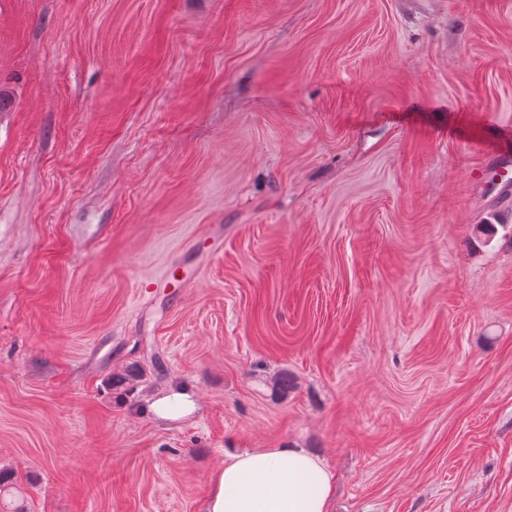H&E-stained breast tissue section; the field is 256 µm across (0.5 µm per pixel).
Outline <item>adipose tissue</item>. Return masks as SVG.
Returning <instances> with one entry per match:
<instances>
[{
	"label": "adipose tissue",
	"instance_id": "obj_1",
	"mask_svg": "<svg viewBox=\"0 0 512 512\" xmlns=\"http://www.w3.org/2000/svg\"><path fill=\"white\" fill-rule=\"evenodd\" d=\"M334 476L304 448L228 452L211 478L205 512H329Z\"/></svg>",
	"mask_w": 512,
	"mask_h": 512
}]
</instances>
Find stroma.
<instances>
[{"mask_svg": "<svg viewBox=\"0 0 512 512\" xmlns=\"http://www.w3.org/2000/svg\"><path fill=\"white\" fill-rule=\"evenodd\" d=\"M501 155L512 0H0V483L203 512L297 446L331 512H512Z\"/></svg>", "mask_w": 512, "mask_h": 512, "instance_id": "stroma-1", "label": "stroma"}]
</instances>
